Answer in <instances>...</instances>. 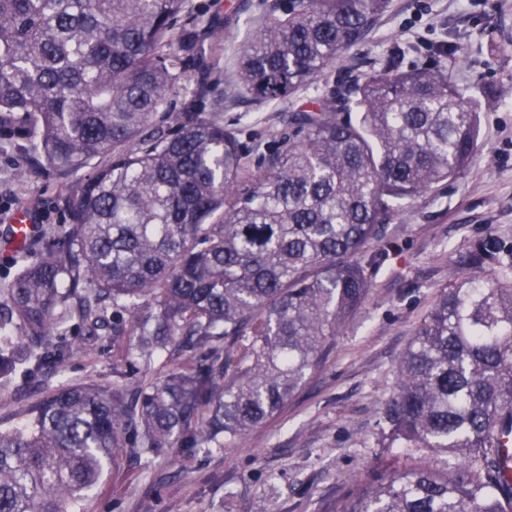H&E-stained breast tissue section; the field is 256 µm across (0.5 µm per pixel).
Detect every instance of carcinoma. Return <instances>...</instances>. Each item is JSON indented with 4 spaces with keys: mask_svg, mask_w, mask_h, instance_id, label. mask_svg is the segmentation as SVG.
Returning <instances> with one entry per match:
<instances>
[{
    "mask_svg": "<svg viewBox=\"0 0 512 512\" xmlns=\"http://www.w3.org/2000/svg\"><path fill=\"white\" fill-rule=\"evenodd\" d=\"M388 0H277L241 61L259 105L314 83ZM184 0H0V121L39 117L35 152L62 173L112 152L73 200L61 245L0 301V378L79 351L112 325V386L46 392L0 427V512H76L130 451L229 447L272 420L366 300L394 204L454 180L478 147L480 105L448 70L389 71L288 113L301 135L246 177L234 132L169 111ZM488 234L402 353L381 446L410 464L353 482L324 512H512V261ZM88 336L53 341L73 316ZM22 322L29 342L8 335ZM133 336L125 344L122 337ZM172 369L131 384L122 363Z\"/></svg>",
    "mask_w": 512,
    "mask_h": 512,
    "instance_id": "obj_1",
    "label": "carcinoma"
}]
</instances>
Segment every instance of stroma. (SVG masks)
<instances>
[{
  "label": "stroma",
  "mask_w": 512,
  "mask_h": 512,
  "mask_svg": "<svg viewBox=\"0 0 512 512\" xmlns=\"http://www.w3.org/2000/svg\"><path fill=\"white\" fill-rule=\"evenodd\" d=\"M274 0H185L174 42L192 34L204 47L186 55L169 113L155 124L175 130L179 117L217 120L236 134L252 176L263 155L288 144L287 116L318 88L362 81L392 68L451 70L482 105L479 148L456 180L436 185L392 213L368 270L373 288L336 337L323 365L268 423L230 448H201L178 463L167 455L124 454L106 468L83 512H228L226 491L249 512H322L348 480L396 463L379 447L397 364L411 336L447 285L452 260L475 240L495 234L512 259V0H389L367 39L344 51L314 87L268 105L245 97L239 64L256 40ZM453 43L454 58L439 48ZM33 117L0 123V282L55 246L70 220L79 187L104 163L96 158L69 174L34 157ZM38 233L28 251L2 241L19 209ZM112 329L60 365L20 369L0 379V422L22 421L46 391L79 382H112Z\"/></svg>",
  "instance_id": "1"
}]
</instances>
